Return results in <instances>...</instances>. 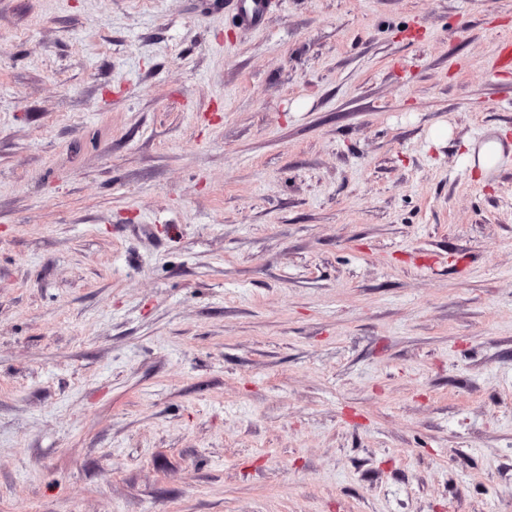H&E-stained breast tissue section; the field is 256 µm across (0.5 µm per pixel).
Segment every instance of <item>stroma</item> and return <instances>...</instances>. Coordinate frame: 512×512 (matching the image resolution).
Wrapping results in <instances>:
<instances>
[{
  "label": "stroma",
  "instance_id": "1",
  "mask_svg": "<svg viewBox=\"0 0 512 512\" xmlns=\"http://www.w3.org/2000/svg\"><path fill=\"white\" fill-rule=\"evenodd\" d=\"M235 9L0 0V512H512V0ZM501 144L498 141H490L482 145L478 151L471 150L472 168L478 167L481 172L487 171L494 166L496 159L500 156Z\"/></svg>",
  "mask_w": 512,
  "mask_h": 512
}]
</instances>
